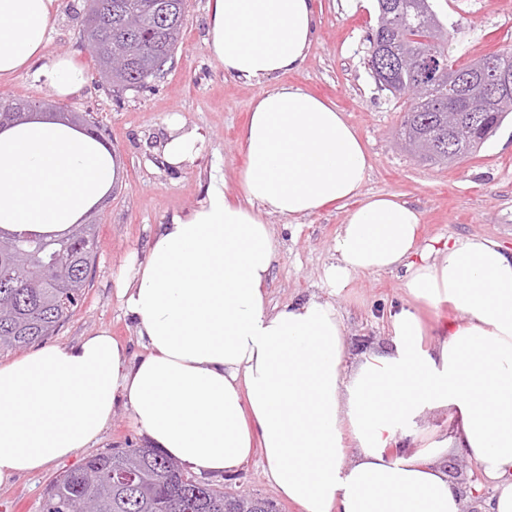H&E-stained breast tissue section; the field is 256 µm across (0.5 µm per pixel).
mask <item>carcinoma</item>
Returning <instances> with one entry per match:
<instances>
[{
	"label": "carcinoma",
	"mask_w": 512,
	"mask_h": 512,
	"mask_svg": "<svg viewBox=\"0 0 512 512\" xmlns=\"http://www.w3.org/2000/svg\"><path fill=\"white\" fill-rule=\"evenodd\" d=\"M376 35L392 36L411 51L448 56L449 37L430 0H377ZM186 0H87L80 29L85 41L110 48L125 40L133 49L128 65L115 74L120 91L139 90L163 71L157 60H170L179 43ZM413 73L402 69L385 90L404 100L401 137L408 147L425 140L435 151L417 157L438 165L450 148L462 156L475 153L512 114V99L484 112H466L463 123L448 113L407 96ZM31 102L0 97V121L30 115ZM97 225L74 224L58 239H27L0 234V352L20 350L54 335L81 300L97 249ZM88 499L95 512H277L261 498L234 497L183 472L155 448H117L87 456L56 476L46 488L43 512H79Z\"/></svg>",
	"instance_id": "obj_1"
}]
</instances>
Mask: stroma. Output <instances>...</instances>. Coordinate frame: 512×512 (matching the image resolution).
<instances>
[{
	"label": "stroma",
	"mask_w": 512,
	"mask_h": 512,
	"mask_svg": "<svg viewBox=\"0 0 512 512\" xmlns=\"http://www.w3.org/2000/svg\"><path fill=\"white\" fill-rule=\"evenodd\" d=\"M207 7L208 0H187L182 38L163 78L138 91L116 93L99 78L92 53L79 39L85 0H59L46 55L75 54L88 74L83 90L61 107L92 114L122 161V175L94 214L99 243L84 299L52 343H73L106 328L127 346L131 358L145 356L117 296L120 271L130 255L146 258L159 225L199 204L211 174L223 175L230 194L239 191V136L262 87L225 76L212 60L205 43ZM433 7L451 35L449 53L456 65L512 49V0H433ZM316 8L319 24L307 58L300 70L282 80L333 103L357 131L370 162L364 192L391 194L416 207L422 214L420 244L481 235L512 248V116L480 151L455 163L414 160L397 138L403 103L379 88L368 66L367 36L377 25L376 6L354 10L346 0H316ZM174 114L185 130L202 136L198 159L176 172L162 163L167 120ZM346 214V207L334 204L288 227L282 217H269L278 246L269 303L330 298L343 317L350 354L382 353L393 341L388 312L406 298L402 272L359 275L334 294L322 282ZM141 442L129 412L116 407L112 425L95 449H78L67 460L0 489V512H42L45 489L56 476L91 452ZM211 483L237 495L275 501L280 512H299L279 497L257 456L235 474Z\"/></svg>",
	"instance_id": "1"
}]
</instances>
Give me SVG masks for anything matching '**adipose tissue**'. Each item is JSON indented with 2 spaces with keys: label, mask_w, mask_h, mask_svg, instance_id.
I'll list each match as a JSON object with an SVG mask.
<instances>
[{
  "label": "adipose tissue",
  "mask_w": 512,
  "mask_h": 512,
  "mask_svg": "<svg viewBox=\"0 0 512 512\" xmlns=\"http://www.w3.org/2000/svg\"><path fill=\"white\" fill-rule=\"evenodd\" d=\"M58 0H0V78L26 70L57 97L78 94L72 56L45 59ZM314 0H208L206 45L225 75L262 84L241 133L239 192L210 176L190 213L174 214L120 298L148 349L131 359L106 330L0 364V487L97 445L116 404L145 446L186 471L235 473L260 453L300 512H512V249L472 236L420 247V212L367 194L370 164L335 106L297 85L316 31ZM162 159L195 161L201 137L168 121ZM122 175L109 144L64 120L0 126V229L56 236L102 207ZM353 202L323 271L404 273L409 299L390 314L392 349L349 362L343 320L313 296L267 303L277 240L271 216ZM448 305L424 344L412 303ZM428 410L455 426L422 448L406 426ZM458 448L493 485L455 488L439 461Z\"/></svg>",
  "instance_id": "adipose-tissue-1"
}]
</instances>
